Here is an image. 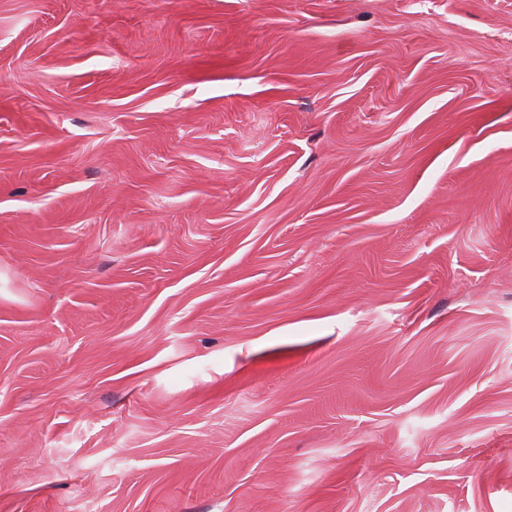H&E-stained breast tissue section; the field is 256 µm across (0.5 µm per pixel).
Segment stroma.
Wrapping results in <instances>:
<instances>
[{
    "label": "stroma",
    "instance_id": "35a3bbf8",
    "mask_svg": "<svg viewBox=\"0 0 512 512\" xmlns=\"http://www.w3.org/2000/svg\"><path fill=\"white\" fill-rule=\"evenodd\" d=\"M0 512H512V0H0Z\"/></svg>",
    "mask_w": 512,
    "mask_h": 512
}]
</instances>
